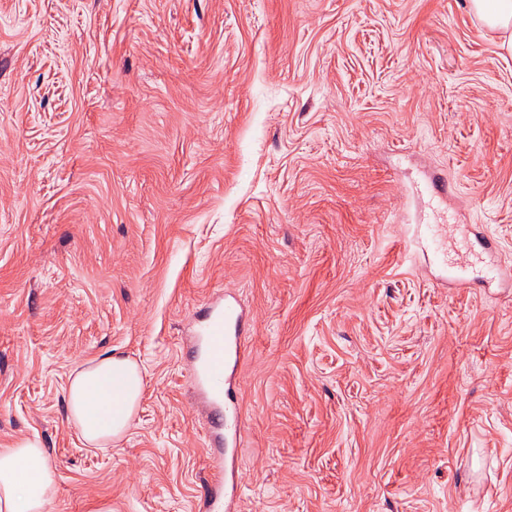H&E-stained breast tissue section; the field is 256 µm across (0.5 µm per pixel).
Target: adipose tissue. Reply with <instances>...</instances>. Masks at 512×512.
Returning a JSON list of instances; mask_svg holds the SVG:
<instances>
[{
	"mask_svg": "<svg viewBox=\"0 0 512 512\" xmlns=\"http://www.w3.org/2000/svg\"><path fill=\"white\" fill-rule=\"evenodd\" d=\"M470 5L488 28L502 32L503 48L512 50V0H470ZM143 390L138 363L105 354L72 374L66 393L69 419L88 446H111L130 429ZM56 484L38 439H21L0 451V512H45Z\"/></svg>",
	"mask_w": 512,
	"mask_h": 512,
	"instance_id": "adipose-tissue-1",
	"label": "adipose tissue"
}]
</instances>
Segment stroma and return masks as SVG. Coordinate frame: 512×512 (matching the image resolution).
I'll return each instance as SVG.
<instances>
[{
    "label": "stroma",
    "instance_id": "stroma-1",
    "mask_svg": "<svg viewBox=\"0 0 512 512\" xmlns=\"http://www.w3.org/2000/svg\"><path fill=\"white\" fill-rule=\"evenodd\" d=\"M421 224L453 225L471 287L425 265ZM492 268L512 269V53L468 0H0V450L42 441L45 512H196L185 338L227 293L252 319L240 512H512ZM111 351L145 389L98 450L66 390Z\"/></svg>",
    "mask_w": 512,
    "mask_h": 512
}]
</instances>
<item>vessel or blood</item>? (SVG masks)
I'll return each mask as SVG.
<instances>
[{
  "label": "vessel or blood",
  "instance_id": "1",
  "mask_svg": "<svg viewBox=\"0 0 512 512\" xmlns=\"http://www.w3.org/2000/svg\"><path fill=\"white\" fill-rule=\"evenodd\" d=\"M250 328L246 312L228 294L210 302L196 332L200 354L191 367L192 382L199 388L203 403L214 406L217 416L207 433L211 475L203 512H234L237 471L224 454L222 416L234 405V378L245 354L244 340Z\"/></svg>",
  "mask_w": 512,
  "mask_h": 512
}]
</instances>
